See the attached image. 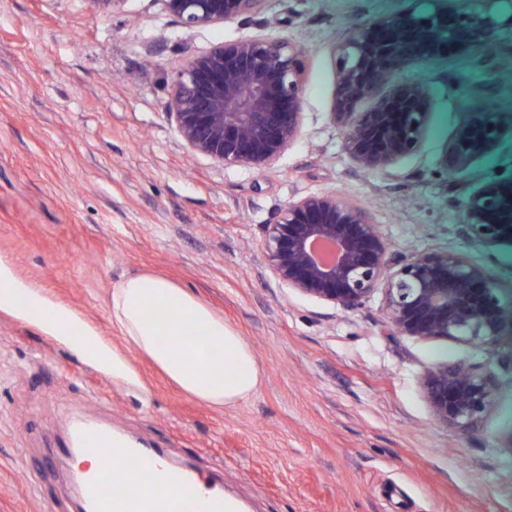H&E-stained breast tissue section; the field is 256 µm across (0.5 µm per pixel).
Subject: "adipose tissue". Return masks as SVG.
<instances>
[{"mask_svg": "<svg viewBox=\"0 0 512 512\" xmlns=\"http://www.w3.org/2000/svg\"><path fill=\"white\" fill-rule=\"evenodd\" d=\"M108 306L111 324L125 341L183 393L222 408L255 394L262 373L242 336L192 292L151 273L122 276L112 285ZM0 310L33 322L53 336L66 335L77 319L68 306L19 283L0 262ZM197 338L185 340L186 329ZM79 345L83 357L111 375L113 381L135 387L144 382L124 353L98 332Z\"/></svg>", "mask_w": 512, "mask_h": 512, "instance_id": "ef3b65f1", "label": "adipose tissue"}]
</instances>
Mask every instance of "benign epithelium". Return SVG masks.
Wrapping results in <instances>:
<instances>
[{"label":"benign epithelium","instance_id":"benign-epithelium-1","mask_svg":"<svg viewBox=\"0 0 512 512\" xmlns=\"http://www.w3.org/2000/svg\"><path fill=\"white\" fill-rule=\"evenodd\" d=\"M127 0H90L102 15ZM424 15L394 14L353 25L333 46L337 92L333 122L347 129L345 148L372 174H393L420 151L430 121L428 86L397 79L414 60L435 61L496 37L463 0ZM187 31L263 14L268 0H163ZM305 55L293 40L246 37L189 55L170 85L167 111L187 149L225 165L274 167L302 124ZM370 107L360 112L359 103ZM512 110L470 107L445 144L440 164L451 175L470 172L493 152ZM512 178L484 176L465 200L462 233L472 243L512 245ZM267 266L290 290L354 309L382 290L393 334L443 338L492 348L512 335V301L503 300L485 268L448 250L405 251L372 224L367 209L334 191L309 193L262 225ZM424 388L436 419L467 435L481 427L494 402V374L477 365L430 370Z\"/></svg>","mask_w":512,"mask_h":512}]
</instances>
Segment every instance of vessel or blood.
Returning <instances> with one entry per match:
<instances>
[{
  "label": "vessel or blood",
  "instance_id": "b4317fda",
  "mask_svg": "<svg viewBox=\"0 0 512 512\" xmlns=\"http://www.w3.org/2000/svg\"><path fill=\"white\" fill-rule=\"evenodd\" d=\"M74 442L77 452L96 455L101 463L98 475L77 480L86 512H224L222 490L200 494L197 476L163 466L161 452L130 447L110 427L81 423ZM132 475L137 490L116 494V487Z\"/></svg>",
  "mask_w": 512,
  "mask_h": 512
}]
</instances>
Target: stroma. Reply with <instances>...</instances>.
<instances>
[{
    "instance_id": "35a3bbf8",
    "label": "stroma",
    "mask_w": 512,
    "mask_h": 512,
    "mask_svg": "<svg viewBox=\"0 0 512 512\" xmlns=\"http://www.w3.org/2000/svg\"><path fill=\"white\" fill-rule=\"evenodd\" d=\"M438 0H269L265 14L185 34L162 0L103 16L89 0H0V260L16 278L111 335L121 275L189 289L233 326L262 372L251 399L213 408L170 384L135 349L147 389L115 382L32 322L0 311V512H77L71 428L112 426L197 470L247 512H512V339L488 349L384 332V294L354 310L284 288L262 226L295 198L339 191L396 247L448 249L512 297V248L461 233L481 176L512 177V132L469 176L440 166L473 100L512 107V70L478 46L407 65L426 79L431 128L394 175L345 152L332 47L350 24ZM251 36L306 49L300 133L274 168L191 154L167 113L187 54ZM491 368L495 401L477 435L434 417L422 380L442 364Z\"/></svg>"
}]
</instances>
